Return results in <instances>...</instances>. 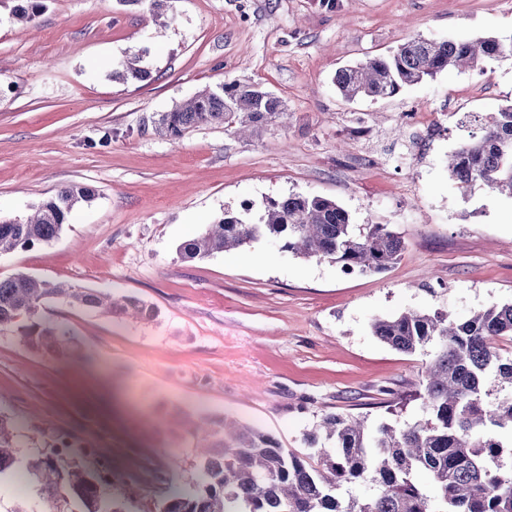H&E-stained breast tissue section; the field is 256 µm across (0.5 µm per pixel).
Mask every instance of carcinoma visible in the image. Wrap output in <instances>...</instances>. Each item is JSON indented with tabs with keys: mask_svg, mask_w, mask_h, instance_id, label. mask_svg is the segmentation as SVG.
<instances>
[{
	"mask_svg": "<svg viewBox=\"0 0 512 512\" xmlns=\"http://www.w3.org/2000/svg\"><path fill=\"white\" fill-rule=\"evenodd\" d=\"M142 6L152 19L169 0H122ZM37 0H22L13 16L32 23ZM145 51L131 54L113 73L144 81ZM512 58V38L478 41L411 38L386 56L336 72L335 84L348 101H378L433 78L450 66ZM286 116L282 101L257 84L226 82L205 88L160 115L156 132L173 142L189 130L222 125L224 130L257 131ZM481 134L470 135L448 159L450 179L461 189L476 185L512 196V104L480 119ZM94 198L91 189L65 186L43 200L26 221L0 220V255L58 238L71 213ZM267 237L304 258L327 259L345 273H380L390 268L404 240L389 224L351 223L333 200L292 194L226 210L199 235L178 247L182 258L202 259ZM50 299L87 308H105L115 317L153 315L131 296L114 297L38 281L25 274L0 279V328L20 319L21 339L32 351L69 355L74 340L39 321ZM371 330L381 342L412 354L435 347L425 367L427 417L402 426L336 412L322 417L304 436L307 453L281 447L273 436L225 417L202 430L199 478L192 491L166 499L159 512H512V360L502 361L494 341L512 338V302L479 310L465 320L442 312L404 311L376 319ZM425 473L432 487L420 483ZM23 475L32 495L68 512H121L112 485L85 464L49 453L27 457L16 440V425L0 415V487ZM367 483L376 492L343 499L341 488Z\"/></svg>",
	"mask_w": 512,
	"mask_h": 512,
	"instance_id": "cac0c4a2",
	"label": "carcinoma"
}]
</instances>
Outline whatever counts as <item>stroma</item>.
<instances>
[{
    "instance_id": "stroma-1",
    "label": "stroma",
    "mask_w": 512,
    "mask_h": 512,
    "mask_svg": "<svg viewBox=\"0 0 512 512\" xmlns=\"http://www.w3.org/2000/svg\"><path fill=\"white\" fill-rule=\"evenodd\" d=\"M35 22L0 0V216L20 218L57 189L91 187L51 245L0 256L17 273L133 296L148 320L46 303L44 323L78 346L65 361L28 351L0 330V414L20 447L108 461L123 512H159L199 475L191 432L161 440L171 406L226 416L302 453L326 412L412 423L432 349L406 354L379 341L373 320L408 309L462 319L512 301V197L462 191L449 153L470 118L512 104V59L451 68L397 95L348 102L339 67L386 54L413 37H512V0H170L157 33L120 0H39ZM145 50L149 80L113 73ZM239 80L282 101L287 126L250 138L200 127L159 136L161 113L199 90ZM443 127L415 161L400 157V113ZM367 116L382 165L361 169ZM291 194L335 200L355 224H389L405 247L380 274L343 273L265 238L188 261L177 251L224 210Z\"/></svg>"
}]
</instances>
